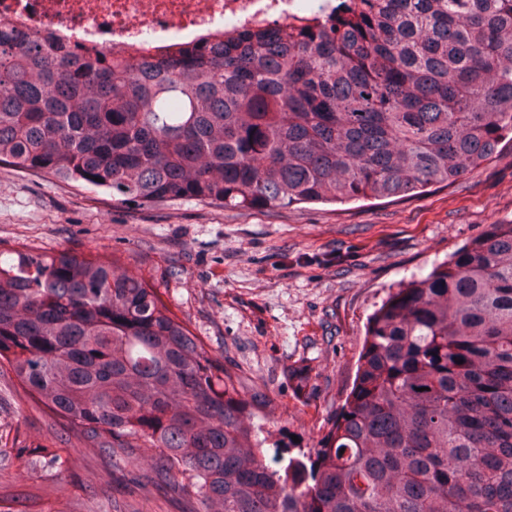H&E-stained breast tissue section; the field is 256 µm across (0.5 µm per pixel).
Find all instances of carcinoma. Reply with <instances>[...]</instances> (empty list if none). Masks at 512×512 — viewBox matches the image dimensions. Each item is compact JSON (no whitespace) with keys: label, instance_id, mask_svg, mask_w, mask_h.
Instances as JSON below:
<instances>
[{"label":"carcinoma","instance_id":"1","mask_svg":"<svg viewBox=\"0 0 512 512\" xmlns=\"http://www.w3.org/2000/svg\"><path fill=\"white\" fill-rule=\"evenodd\" d=\"M338 2L171 57L0 26V162L117 205L268 210L422 193L512 141V0ZM4 372L184 512H512V223L389 290L342 410L296 457L270 453V400L116 259H0Z\"/></svg>","mask_w":512,"mask_h":512}]
</instances>
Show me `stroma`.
Here are the masks:
<instances>
[{
	"label": "stroma",
	"mask_w": 512,
	"mask_h": 512,
	"mask_svg": "<svg viewBox=\"0 0 512 512\" xmlns=\"http://www.w3.org/2000/svg\"><path fill=\"white\" fill-rule=\"evenodd\" d=\"M512 222V142L457 182L346 205L227 210L191 199L117 206L97 190L0 163V251L68 250L137 266L206 350L268 395L281 453L325 435L349 392L365 324L403 276ZM49 417L0 376V512H181L165 487L110 476L112 452L61 443L32 473L21 448Z\"/></svg>",
	"instance_id": "obj_1"
}]
</instances>
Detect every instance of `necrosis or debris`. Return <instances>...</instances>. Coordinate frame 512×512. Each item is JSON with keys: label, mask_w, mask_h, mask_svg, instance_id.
<instances>
[{"label": "necrosis or debris", "mask_w": 512, "mask_h": 512, "mask_svg": "<svg viewBox=\"0 0 512 512\" xmlns=\"http://www.w3.org/2000/svg\"><path fill=\"white\" fill-rule=\"evenodd\" d=\"M334 0H0V23L112 53L175 56L200 38L276 31Z\"/></svg>", "instance_id": "4bbe7bcc"}]
</instances>
